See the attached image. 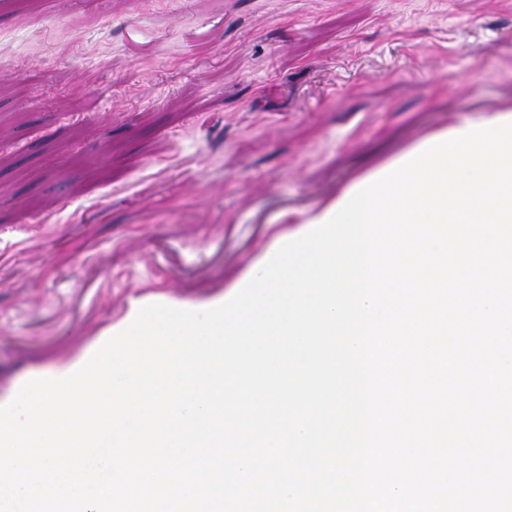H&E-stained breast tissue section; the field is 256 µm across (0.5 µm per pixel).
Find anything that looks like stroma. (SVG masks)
<instances>
[{"mask_svg": "<svg viewBox=\"0 0 512 512\" xmlns=\"http://www.w3.org/2000/svg\"><path fill=\"white\" fill-rule=\"evenodd\" d=\"M507 100L512 0H0V400Z\"/></svg>", "mask_w": 512, "mask_h": 512, "instance_id": "obj_1", "label": "stroma"}]
</instances>
